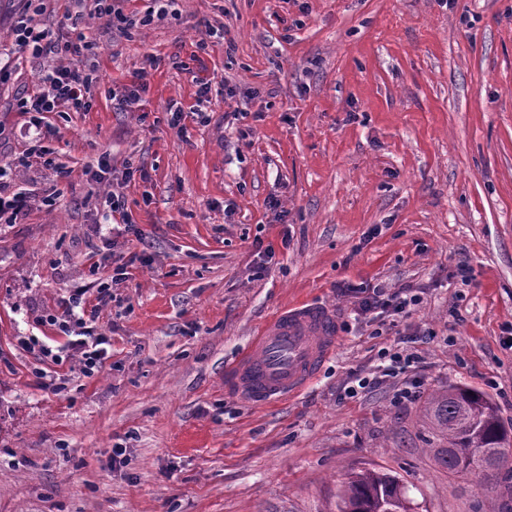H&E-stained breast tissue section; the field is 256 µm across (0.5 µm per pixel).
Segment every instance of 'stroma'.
Segmentation results:
<instances>
[{
    "label": "stroma",
    "mask_w": 512,
    "mask_h": 512,
    "mask_svg": "<svg viewBox=\"0 0 512 512\" xmlns=\"http://www.w3.org/2000/svg\"><path fill=\"white\" fill-rule=\"evenodd\" d=\"M78 29L88 108L50 113L46 143L66 175L12 165L41 60L12 56L0 83V164L31 198L0 224V512H336L366 469L403 478L415 512H476L422 400L394 398L464 384L512 429V0H121ZM114 204L138 231L96 269ZM101 281L111 346L87 376L48 320ZM356 288L420 303L377 336ZM301 301L340 325L317 376L271 405L226 393L225 365ZM410 330L415 367L345 397Z\"/></svg>",
    "instance_id": "stroma-1"
}]
</instances>
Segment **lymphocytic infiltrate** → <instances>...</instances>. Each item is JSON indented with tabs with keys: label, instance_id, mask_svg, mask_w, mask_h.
Segmentation results:
<instances>
[{
	"label": "lymphocytic infiltrate",
	"instance_id": "lymphocytic-infiltrate-1",
	"mask_svg": "<svg viewBox=\"0 0 512 512\" xmlns=\"http://www.w3.org/2000/svg\"><path fill=\"white\" fill-rule=\"evenodd\" d=\"M73 3V9L65 11L59 20L60 29L75 31L73 39L60 41L57 31L40 27L32 18L19 20L13 31L18 50L31 51L32 55L45 61L37 79L26 87L19 102L20 111L29 114L31 124L45 138L53 134L47 113L63 108L81 111L93 82L91 73L82 66V56L88 44L84 35L76 31L79 22L88 14L100 18L110 16L113 8L112 0H73ZM62 52L71 55L70 65L54 64L55 55ZM111 297L108 283L87 286L86 290L76 291L61 315L52 319L62 332L71 334L70 345L79 353L81 370L87 375L94 374L108 354L110 339L97 334L95 324L101 306ZM419 302L418 295L408 289L392 294L375 290L358 296L356 311L358 315L382 321L410 312Z\"/></svg>",
	"mask_w": 512,
	"mask_h": 512
}]
</instances>
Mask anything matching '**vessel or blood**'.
<instances>
[{
    "label": "vessel or blood",
    "mask_w": 512,
    "mask_h": 512,
    "mask_svg": "<svg viewBox=\"0 0 512 512\" xmlns=\"http://www.w3.org/2000/svg\"><path fill=\"white\" fill-rule=\"evenodd\" d=\"M336 316L320 304L280 311L254 336L247 352L224 369V389L257 404L299 392L332 354Z\"/></svg>",
    "instance_id": "b4317fda"
}]
</instances>
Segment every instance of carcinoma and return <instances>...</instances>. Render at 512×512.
<instances>
[{
  "label": "carcinoma",
  "instance_id": "cac0c4a2",
  "mask_svg": "<svg viewBox=\"0 0 512 512\" xmlns=\"http://www.w3.org/2000/svg\"><path fill=\"white\" fill-rule=\"evenodd\" d=\"M424 409L444 444L431 449L448 477L473 475L484 498L495 493L502 459L497 448H512V432L499 419L497 408L482 391L450 385L432 391ZM404 480L382 470L351 474L337 496L336 512H412Z\"/></svg>",
  "mask_w": 512,
  "mask_h": 512
}]
</instances>
